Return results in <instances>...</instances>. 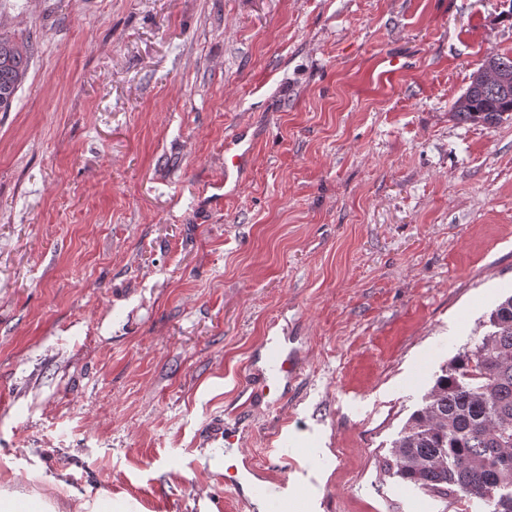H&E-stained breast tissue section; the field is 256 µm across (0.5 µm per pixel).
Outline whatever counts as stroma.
Masks as SVG:
<instances>
[{"instance_id": "obj_1", "label": "stroma", "mask_w": 512, "mask_h": 512, "mask_svg": "<svg viewBox=\"0 0 512 512\" xmlns=\"http://www.w3.org/2000/svg\"><path fill=\"white\" fill-rule=\"evenodd\" d=\"M0 32L33 47L0 112L18 512H256L232 464L305 512H485L387 463L512 295V116L451 112L512 0H0ZM274 336L301 375L270 408Z\"/></svg>"}]
</instances>
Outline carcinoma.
Here are the masks:
<instances>
[{"mask_svg": "<svg viewBox=\"0 0 512 512\" xmlns=\"http://www.w3.org/2000/svg\"><path fill=\"white\" fill-rule=\"evenodd\" d=\"M32 44L0 34V111L12 107L30 67ZM484 63L495 76L471 79L453 103L461 122L494 125L512 112V55ZM489 331L441 370L393 443L389 468L436 496L477 500L512 512V296L490 313Z\"/></svg>", "mask_w": 512, "mask_h": 512, "instance_id": "obj_1", "label": "carcinoma"}]
</instances>
